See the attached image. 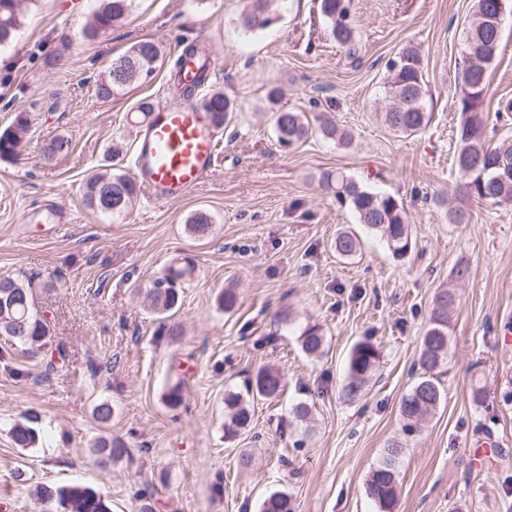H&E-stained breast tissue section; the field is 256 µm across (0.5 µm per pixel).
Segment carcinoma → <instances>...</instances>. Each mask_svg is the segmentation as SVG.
<instances>
[{
    "label": "carcinoma",
    "mask_w": 512,
    "mask_h": 512,
    "mask_svg": "<svg viewBox=\"0 0 512 512\" xmlns=\"http://www.w3.org/2000/svg\"><path fill=\"white\" fill-rule=\"evenodd\" d=\"M18 0H0V47L10 44L22 26V11ZM138 0H99L91 21L85 26L83 35L96 40L112 27L120 24L134 9ZM271 0H248L247 6L238 17L239 28L246 33L258 32L272 23ZM498 0H476L473 20L467 28L466 39L477 44L491 43L499 49L501 29L495 26ZM317 10L326 25L328 36L348 53L355 51L356 36L351 21L352 0H317ZM162 55V43L154 38L134 43L122 56L111 64L95 81V94L102 100L126 90L130 85L149 78L156 70ZM495 55L467 58L463 62L458 110L461 129L454 152L455 167L462 179L459 191L470 199L487 201L497 205H512V177L501 179V163H512V138L498 143L486 140V116L483 110L488 91L487 72ZM125 69L120 79L109 77L118 66ZM389 81L387 93L393 100L392 106L384 113L385 125L403 135L416 134L427 127L431 115L425 111L424 99L427 93L423 80V61L417 49L411 45L401 49L388 65ZM204 107L211 124L221 129L232 119L237 107L222 92H211L205 99ZM276 140L283 147L292 146L313 132L323 138L340 144L351 143L348 131L337 126L329 118H321L318 125H312L301 112L278 110L273 114ZM30 119L25 112L15 115L10 125L0 130V159L11 160L18 154L17 147L29 136ZM71 140L55 136L46 144L40 154L45 166H54L67 156ZM122 154L120 145H113L107 153L105 169L92 174L85 182L83 201L94 212L111 219L125 217L139 187L137 182L122 170H114L110 161ZM112 188V209L102 206L101 191ZM324 191L332 194L340 203L347 204L354 211L359 223L384 239L393 255L402 257L411 248V237L406 224L403 205L391 195L380 194L368 188L343 171L327 174L322 180ZM189 230L195 236H206L211 227L210 216L199 211L187 220ZM336 252L342 257H353L361 249L358 235L343 230L334 242ZM192 272L190 261L171 264L165 273L153 281L151 307L165 315L181 305L182 282ZM32 282L25 284L7 276L0 278V335L16 344L41 346L49 333V323L33 311ZM454 291L444 289L436 296L429 325L422 341L418 360L423 370L419 381L402 399L400 409L404 420L403 431L412 434L419 428L423 417L434 411L444 399V388L434 371L448 357V329L456 309ZM301 349L308 357L323 353L324 336L316 326L306 328L299 336ZM379 353L370 342L358 343L352 349L348 363L347 394H356L368 380ZM285 387L283 376L273 369H262L256 374L249 391L252 397L266 400L281 395ZM229 410V427L244 429L251 420L250 409L238 393L224 397ZM14 441L23 448L33 444L36 429L17 424L11 431ZM127 452V446L119 439L97 440L92 448L96 461L105 465L117 460ZM402 445L394 440L385 448L383 460L369 474L366 480L367 494L379 506L380 512H391L398 492L397 463ZM39 497L45 512H112L111 503L102 493L83 486L43 485ZM261 512H293L291 497L287 492L277 490L270 493L261 504Z\"/></svg>",
    "instance_id": "cac0c4a2"
}]
</instances>
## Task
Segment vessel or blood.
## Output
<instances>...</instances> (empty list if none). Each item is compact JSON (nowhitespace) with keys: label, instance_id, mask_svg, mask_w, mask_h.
Here are the masks:
<instances>
[{"label":"vessel or blood","instance_id":"obj_1","mask_svg":"<svg viewBox=\"0 0 512 512\" xmlns=\"http://www.w3.org/2000/svg\"><path fill=\"white\" fill-rule=\"evenodd\" d=\"M217 154L203 104L163 105L139 130L135 178L150 199L178 200L211 172Z\"/></svg>","mask_w":512,"mask_h":512}]
</instances>
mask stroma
Listing matches in <instances>:
<instances>
[{"instance_id": "35a3bbf8", "label": "stroma", "mask_w": 512, "mask_h": 512, "mask_svg": "<svg viewBox=\"0 0 512 512\" xmlns=\"http://www.w3.org/2000/svg\"><path fill=\"white\" fill-rule=\"evenodd\" d=\"M246 3L138 0L121 25L89 41L82 29L95 0L21 2L24 23L0 49V129L24 112L31 138L17 160H0V276L32 280L50 334L40 349L0 335V512H43L42 484L93 488L112 512H140L145 502L153 512H260L276 490L288 492L294 512H378L366 479L395 439L405 451L393 512H512V206L464 197L452 165L475 0H353V58L326 36L315 0H275L271 26L253 34L237 23ZM144 38L161 40L169 58L191 43L219 55L206 88L238 112L194 190L172 202L139 196L113 221L84 204L86 178L115 142L131 171L139 101L183 103L166 65L110 100L96 97L97 75ZM409 44L423 58L431 120L404 137L381 114L387 63ZM488 82L486 132L496 142L512 136V114L497 113L512 101V16ZM276 106L332 116L352 142L313 136L280 147ZM57 135L71 151L44 166L41 149ZM336 169L403 205L407 256L393 257L322 190ZM455 210L463 223L451 222ZM198 211L212 221L202 239L187 226ZM347 227L362 242L353 259L334 250ZM184 257L195 272L181 307L159 318L151 280ZM460 267L469 271L462 281ZM449 287L459 304L435 371L445 397L408 436L400 403L421 372L435 297ZM227 288L237 296L229 311L218 303ZM313 325L325 337L317 358L299 343ZM362 341L380 359L350 397L348 361ZM266 367L283 375L282 395L252 402L250 426L230 432L225 393H247ZM178 383L184 401L172 409L165 394ZM476 385L486 390L480 404ZM299 402L311 407L310 423L293 417ZM103 404L112 409L105 422ZM27 422L38 438L24 448L11 429ZM101 438L122 440L128 456L98 465L91 448Z\"/></svg>"}]
</instances>
